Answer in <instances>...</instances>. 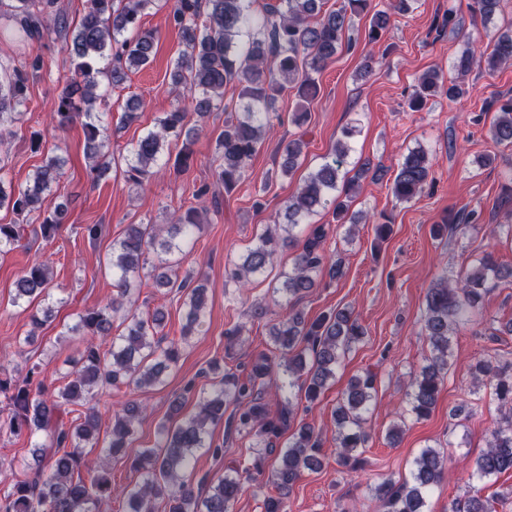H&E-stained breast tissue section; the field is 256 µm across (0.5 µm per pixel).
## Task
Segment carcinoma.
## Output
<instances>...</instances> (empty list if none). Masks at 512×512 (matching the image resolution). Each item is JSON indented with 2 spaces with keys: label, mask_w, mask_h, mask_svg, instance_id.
I'll list each match as a JSON object with an SVG mask.
<instances>
[{
  "label": "carcinoma",
  "mask_w": 512,
  "mask_h": 512,
  "mask_svg": "<svg viewBox=\"0 0 512 512\" xmlns=\"http://www.w3.org/2000/svg\"><path fill=\"white\" fill-rule=\"evenodd\" d=\"M499 3L471 0L469 8L485 24L493 19ZM158 7L169 9V18L182 35L183 49L171 74L179 92L176 106L132 144L123 158L128 182L140 189L161 163L169 137L182 140L174 161L176 170L190 165L192 145L208 127L213 100L224 99V87L233 84L239 88L240 103L224 104V129L216 139L214 159L216 181L231 190L273 129L268 103L288 88L297 89L305 102L315 96L316 75L342 46L351 17L371 15L367 34L371 45L380 42L390 21L389 12L372 11V0H344L341 8L330 11L324 9V0H87L78 26L65 42L73 77L62 87L51 120L60 131L81 124L87 137L90 170L98 177L111 166L108 88L121 84L128 71L149 62L156 32L142 27V17ZM7 14L26 42L39 41L51 32L59 34L65 24L59 0H12ZM490 44L487 54L462 51L453 69L465 77L476 68L493 71L512 63V30L495 34ZM42 68L43 59L35 54L20 68L0 70V128L24 115L29 77ZM465 93L463 82L447 83L439 71L430 69L418 78L410 106L420 110L432 97L444 94L452 100ZM145 106L143 98H130L120 124L137 121ZM356 133V126L344 127L330 153L288 198L281 220L259 235L241 261L228 269L225 284L243 288L273 264L280 250H295L292 267L280 274V284L273 288L274 303L288 309V316L269 331L279 358L258 354L245 382L224 371L210 391L200 393L193 415L172 422L158 448L140 452L134 468L142 472V481L130 490L119 491L128 503L127 512H156L159 503L165 504L167 512H230L245 484L264 474L262 461L270 457L273 462L268 482L277 495L264 499V512H286L288 495L304 471L321 467L323 442L311 424H301L284 447L278 449L276 444L290 429L298 410L295 391L304 392L306 401H315L336 380L346 355L365 336L351 309L308 323L296 308L304 293L318 287V276L325 273L334 280L341 275L340 264L324 251L325 225L311 227L303 238L299 230L321 210L331 212L338 224L358 222L348 216L357 185L344 170L350 140ZM490 138L497 144L512 143V98L499 107ZM279 148L280 172L287 176L302 165L303 142L299 138L282 139ZM62 166L59 156H49L25 185L7 188L1 164L0 208L24 218L37 212L43 216L42 234H54L66 223L68 213L65 204L53 202ZM432 166V158L423 147L410 150L394 178L393 195L400 201L414 199L423 191ZM205 213L203 207L180 208L172 213V223L159 230L152 224H131L125 236L112 244L107 265L112 269L116 296L77 313L75 323L60 332L62 336L85 338L66 384L49 388L39 378L36 365L22 378L0 374V394L8 401L7 413L0 415V433L34 439L30 457L10 462V486L0 494V512H111L116 492L111 460L128 448L147 406L135 400L119 405L112 415L110 440L100 449L98 462L89 467L85 448L97 444L101 427L98 398L121 385L146 389L163 383V376L181 356L178 343L165 341L161 334L163 310L139 311L142 278L181 294L186 308L182 336L202 331L207 306L205 282L181 279L177 269L178 256L185 254L201 229ZM24 232L22 224H0V255L18 248ZM151 253L155 259L149 265L147 255ZM503 279L512 280V268L485 254L466 273L451 280L444 274L428 288L423 322L430 354L407 392L408 412L415 419L428 417L437 403L454 365L453 336L470 321L489 286ZM51 282V269L42 261L29 264L15 282L13 305L25 310L33 304L39 306L40 315H32L35 327L52 318L56 306L63 303ZM117 319L124 326L118 334L114 332ZM375 382L376 374L370 371L352 377L333 411L337 461L350 468L357 463L352 452L367 440L366 414ZM473 385L490 389L502 414L486 448L473 461L472 476L486 481L512 472V362L478 363ZM268 395L278 406L274 416L268 409ZM229 406L233 411L226 419L224 408ZM74 412L78 416L66 423L64 417ZM225 419L236 433L255 436L258 461L251 467L230 468L216 479L203 478L196 488L185 475L198 450L223 454L224 448L213 442L211 426ZM83 468L84 476L80 473ZM443 468L440 453L432 447L423 448L413 461L410 479L387 478L374 492L387 512H422ZM448 512L492 510L489 501L468 496L453 501Z\"/></svg>",
  "instance_id": "obj_1"
}]
</instances>
